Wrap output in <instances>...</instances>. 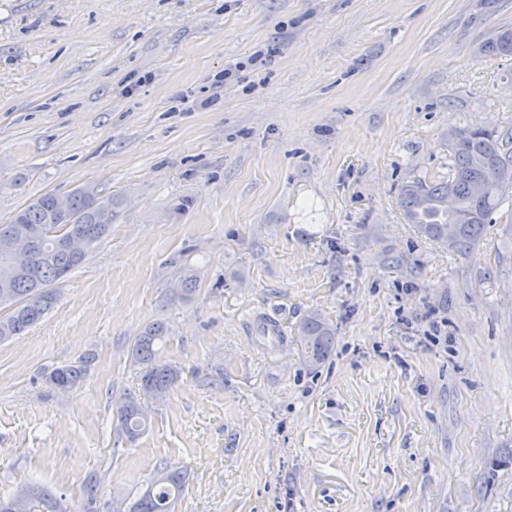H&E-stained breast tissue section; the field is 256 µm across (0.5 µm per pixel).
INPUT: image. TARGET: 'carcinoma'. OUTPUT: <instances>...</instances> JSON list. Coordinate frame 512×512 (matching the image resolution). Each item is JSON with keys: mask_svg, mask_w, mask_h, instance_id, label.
<instances>
[{"mask_svg": "<svg viewBox=\"0 0 512 512\" xmlns=\"http://www.w3.org/2000/svg\"><path fill=\"white\" fill-rule=\"evenodd\" d=\"M482 57L512 56V27L501 26L478 48ZM448 176L439 179L414 178L398 188V203L407 223L417 234L441 247L466 255L480 245L486 225L505 222L512 231V128L497 126L462 127L454 130ZM481 184L477 195L473 186ZM506 211H501L503 204ZM123 205L119 195H87L77 189L67 195L66 205L56 207L55 197L46 193L17 209L0 222V240L23 233L30 227H44L56 235L39 245L33 271L7 278L6 257L0 252V286L8 282L11 302L0 308V343L37 325L57 302L56 285L81 267L108 233L104 225L113 221ZM78 232L89 237L91 246L80 257L59 243L57 233ZM168 335L161 323L143 328L131 354L140 370L139 391L128 394L116 406L117 429L128 441L143 435L149 425L148 401H159L178 383L181 370L157 359L156 346ZM299 342L307 369L316 373L332 356L336 326L317 311L306 314L299 325ZM87 361L54 368L48 375L51 387L71 389L79 384ZM185 487L182 472L169 466L157 468L144 493L129 512H175ZM28 512H71L63 500L46 490L29 486Z\"/></svg>", "mask_w": 512, "mask_h": 512, "instance_id": "1", "label": "carcinoma"}]
</instances>
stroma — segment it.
Listing matches in <instances>:
<instances>
[{
    "label": "stroma",
    "mask_w": 512,
    "mask_h": 512,
    "mask_svg": "<svg viewBox=\"0 0 512 512\" xmlns=\"http://www.w3.org/2000/svg\"><path fill=\"white\" fill-rule=\"evenodd\" d=\"M502 25L512 0H0V221L49 192L125 199L0 343V496L76 507L94 474L113 512L165 464L177 512H512V234L462 256L397 201L447 175L453 128L512 127V58L476 53ZM315 309L336 347L314 374ZM157 321L181 377L131 443L116 403ZM89 353L78 386L46 384ZM299 342L305 366L311 373H317L332 356L336 327L321 313L308 312L299 325Z\"/></svg>",
    "instance_id": "stroma-1"
}]
</instances>
